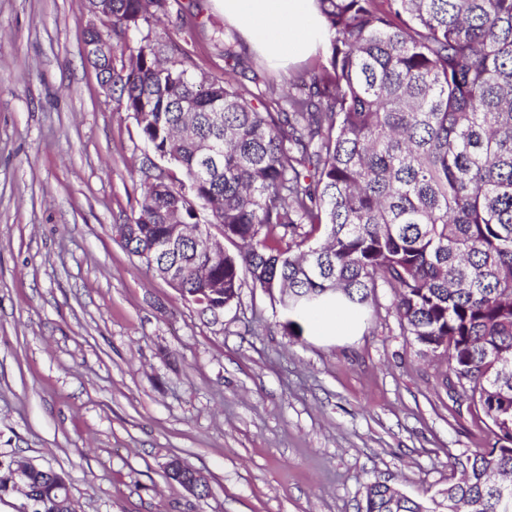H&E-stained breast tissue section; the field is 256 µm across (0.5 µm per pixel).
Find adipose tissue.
<instances>
[{"label": "adipose tissue", "instance_id": "ef3b65f1", "mask_svg": "<svg viewBox=\"0 0 512 512\" xmlns=\"http://www.w3.org/2000/svg\"><path fill=\"white\" fill-rule=\"evenodd\" d=\"M224 16L269 60L288 63L324 44L315 0H220Z\"/></svg>", "mask_w": 512, "mask_h": 512}]
</instances>
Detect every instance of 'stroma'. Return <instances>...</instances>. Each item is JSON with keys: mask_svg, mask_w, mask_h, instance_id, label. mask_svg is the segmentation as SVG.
Wrapping results in <instances>:
<instances>
[{"mask_svg": "<svg viewBox=\"0 0 512 512\" xmlns=\"http://www.w3.org/2000/svg\"><path fill=\"white\" fill-rule=\"evenodd\" d=\"M172 12L193 72L223 76L228 41L262 62L216 0ZM91 21L80 0H0V453L65 473L80 512H359L376 481L446 487L489 431L403 332L394 289L343 334L314 311L287 326L248 280L215 319L113 239L146 146L86 58ZM175 457L208 496L168 479Z\"/></svg>", "mask_w": 512, "mask_h": 512, "instance_id": "stroma-1", "label": "stroma"}]
</instances>
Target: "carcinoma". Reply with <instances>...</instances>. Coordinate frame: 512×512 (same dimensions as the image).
Segmentation results:
<instances>
[{"mask_svg":"<svg viewBox=\"0 0 512 512\" xmlns=\"http://www.w3.org/2000/svg\"><path fill=\"white\" fill-rule=\"evenodd\" d=\"M316 3L327 64L296 77L299 95L238 81L231 44L222 78L192 73L164 32L132 46L171 3L109 0L84 45L112 41L102 80L152 151L123 246L139 258L209 207L237 251L214 262L188 241L159 259L191 304L200 268L224 280L214 316L246 275L293 315L395 289L403 330L447 360L493 443L453 457L460 477L429 500L376 482L360 512H512V0ZM26 461L0 454V500L21 474L34 512H74L66 478Z\"/></svg>","mask_w":512,"mask_h":512,"instance_id":"obj_1","label":"carcinoma"}]
</instances>
